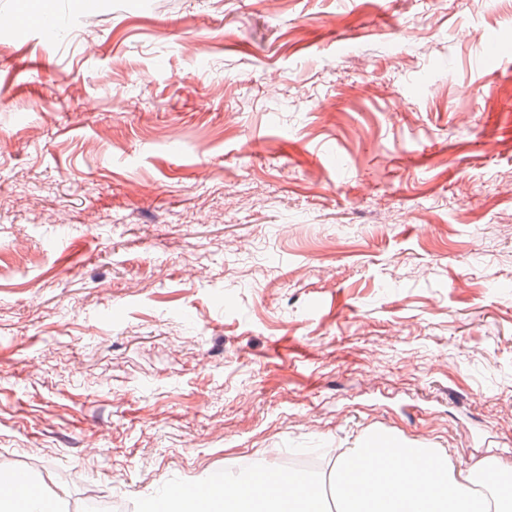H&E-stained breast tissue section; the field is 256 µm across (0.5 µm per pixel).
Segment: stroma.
I'll return each mask as SVG.
<instances>
[{
	"label": "stroma",
	"instance_id": "stroma-1",
	"mask_svg": "<svg viewBox=\"0 0 512 512\" xmlns=\"http://www.w3.org/2000/svg\"><path fill=\"white\" fill-rule=\"evenodd\" d=\"M1 14L11 472L70 512L374 432L512 466L507 0Z\"/></svg>",
	"mask_w": 512,
	"mask_h": 512
}]
</instances>
